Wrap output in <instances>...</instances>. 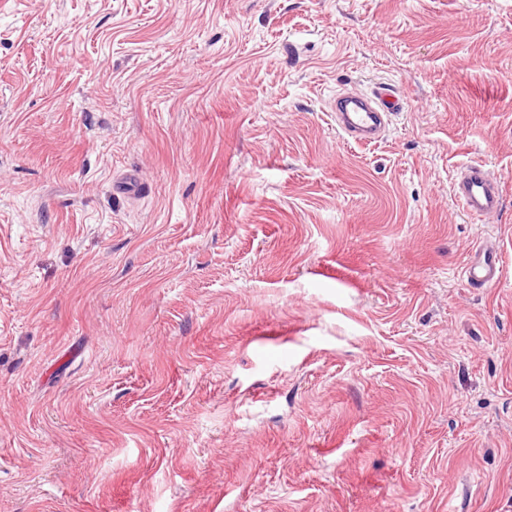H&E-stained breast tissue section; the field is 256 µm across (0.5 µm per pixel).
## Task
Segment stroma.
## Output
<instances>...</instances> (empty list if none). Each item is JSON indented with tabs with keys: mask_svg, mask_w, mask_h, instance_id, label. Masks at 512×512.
<instances>
[{
	"mask_svg": "<svg viewBox=\"0 0 512 512\" xmlns=\"http://www.w3.org/2000/svg\"><path fill=\"white\" fill-rule=\"evenodd\" d=\"M0 512H512V0H0ZM347 94L336 97V122L339 129L355 142H373L385 128L384 117L400 106L397 96ZM456 195L461 207L475 218L495 213L501 204L497 180L479 163L464 165L456 184ZM499 273L494 252L483 251L475 255L463 274L467 282L474 288H483L493 283Z\"/></svg>",
	"mask_w": 512,
	"mask_h": 512,
	"instance_id": "stroma-1",
	"label": "stroma"
}]
</instances>
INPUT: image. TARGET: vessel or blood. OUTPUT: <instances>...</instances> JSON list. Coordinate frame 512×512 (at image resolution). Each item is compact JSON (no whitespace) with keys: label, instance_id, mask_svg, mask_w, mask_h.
Masks as SVG:
<instances>
[{"label":"vessel or blood","instance_id":"b4317fda","mask_svg":"<svg viewBox=\"0 0 512 512\" xmlns=\"http://www.w3.org/2000/svg\"><path fill=\"white\" fill-rule=\"evenodd\" d=\"M400 106L399 100L386 95L363 96L347 94L337 97L335 111L339 129L357 142H373L385 127L384 119ZM456 195L461 207L471 216L482 218L495 213L501 204L497 180L479 163L465 165L457 184ZM499 269L493 252L475 255L463 274L475 288L493 283Z\"/></svg>","mask_w":512,"mask_h":512}]
</instances>
